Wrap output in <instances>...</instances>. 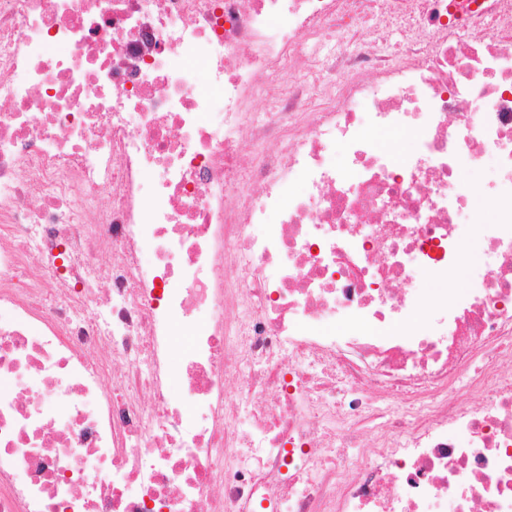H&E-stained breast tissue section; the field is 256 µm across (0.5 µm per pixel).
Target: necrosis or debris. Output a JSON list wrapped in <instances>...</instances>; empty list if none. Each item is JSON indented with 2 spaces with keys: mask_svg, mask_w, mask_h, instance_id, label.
Here are the masks:
<instances>
[{
  "mask_svg": "<svg viewBox=\"0 0 512 512\" xmlns=\"http://www.w3.org/2000/svg\"><path fill=\"white\" fill-rule=\"evenodd\" d=\"M0 512H512V0H0ZM480 245L474 243L460 260L459 268L449 278L450 288H465L468 278L483 273L485 268L480 257Z\"/></svg>",
  "mask_w": 512,
  "mask_h": 512,
  "instance_id": "necrosis-or-debris-1",
  "label": "necrosis or debris"
}]
</instances>
